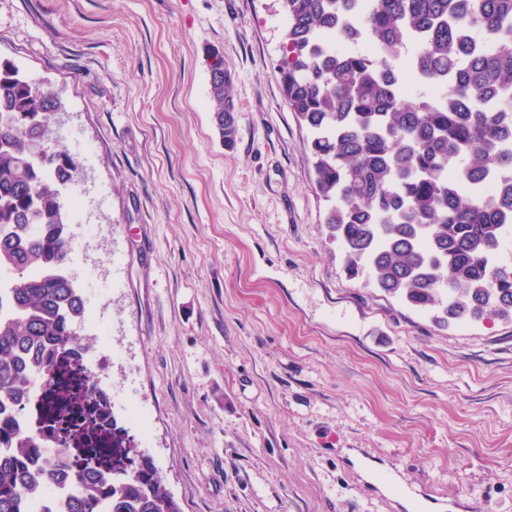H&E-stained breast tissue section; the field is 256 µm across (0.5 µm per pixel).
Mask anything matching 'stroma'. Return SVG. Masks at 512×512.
<instances>
[{"label": "stroma", "instance_id": "35a3bbf8", "mask_svg": "<svg viewBox=\"0 0 512 512\" xmlns=\"http://www.w3.org/2000/svg\"><path fill=\"white\" fill-rule=\"evenodd\" d=\"M281 0H0V63L57 90L106 227L100 378L148 412L182 512H512V321L437 325L350 276L284 95ZM232 73L213 122L205 49ZM209 95L216 109L213 119L225 146H232L238 135L235 103L230 95L231 74L224 66V56L215 47L210 48Z\"/></svg>", "mask_w": 512, "mask_h": 512}]
</instances>
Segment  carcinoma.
<instances>
[{"mask_svg":"<svg viewBox=\"0 0 512 512\" xmlns=\"http://www.w3.org/2000/svg\"><path fill=\"white\" fill-rule=\"evenodd\" d=\"M282 89L310 131L315 183L330 236L349 270L441 326L512 319V0H284ZM209 95L224 145L238 135L231 74L209 50ZM60 95L0 65V268L19 270L0 314V406L17 402L33 370L74 360L84 302L69 276L70 220L59 196L79 166L49 143ZM501 183L489 197L485 183ZM44 233L34 237L30 225ZM39 276L33 278L30 271ZM59 406L92 400L66 381ZM0 512H22L27 488L53 476L25 459L36 433L0 419ZM66 512H181L150 459L119 477L98 446L80 452Z\"/></svg>","mask_w":512,"mask_h":512,"instance_id":"carcinoma-1","label":"carcinoma"}]
</instances>
